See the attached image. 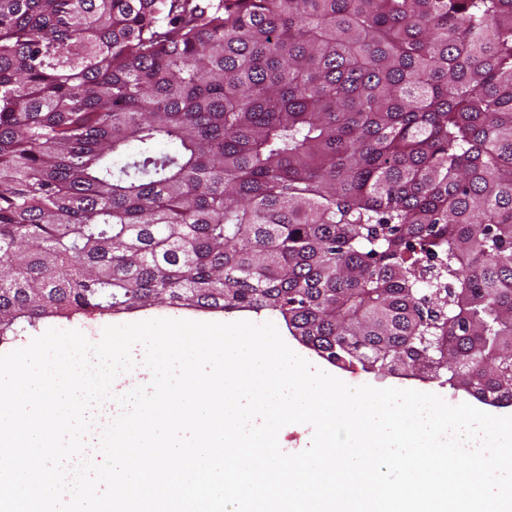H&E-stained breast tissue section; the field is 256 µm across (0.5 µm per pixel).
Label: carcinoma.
<instances>
[{
	"mask_svg": "<svg viewBox=\"0 0 512 512\" xmlns=\"http://www.w3.org/2000/svg\"><path fill=\"white\" fill-rule=\"evenodd\" d=\"M272 311L512 405V0H0V340Z\"/></svg>",
	"mask_w": 512,
	"mask_h": 512,
	"instance_id": "carcinoma-1",
	"label": "carcinoma"
}]
</instances>
